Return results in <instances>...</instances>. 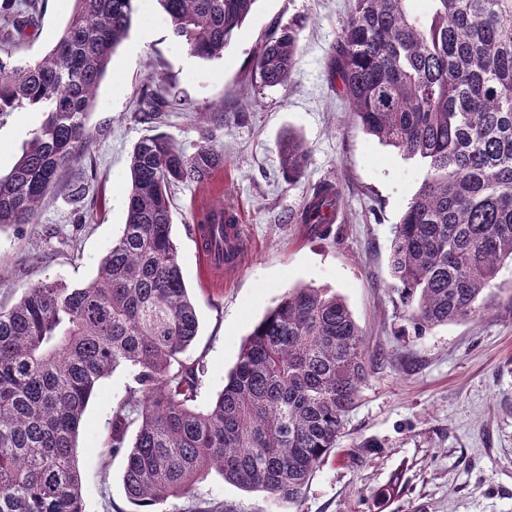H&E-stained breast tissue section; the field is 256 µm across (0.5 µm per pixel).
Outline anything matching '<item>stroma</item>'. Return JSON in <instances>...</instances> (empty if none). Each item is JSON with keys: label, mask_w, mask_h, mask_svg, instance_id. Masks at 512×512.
Here are the masks:
<instances>
[{"label": "stroma", "mask_w": 512, "mask_h": 512, "mask_svg": "<svg viewBox=\"0 0 512 512\" xmlns=\"http://www.w3.org/2000/svg\"><path fill=\"white\" fill-rule=\"evenodd\" d=\"M351 0H259L223 58L203 61L176 42L155 0H141L128 38L112 55L88 126L92 162L68 179L90 178L94 218L72 221L66 186L43 202L31 224L0 227V306L35 284L91 282L122 234L129 155L144 135L163 133L193 152L209 132L224 166L205 183L174 193L172 238L199 319L187 352L203 358L196 398L204 409L223 390L254 326L289 290L311 286L341 296L365 336L372 371L335 449L299 504L246 491L210 473L167 512L224 505L226 512H512V264H504L473 319L416 333L390 269L395 224L424 169L363 132L329 80V62ZM73 0H43L35 34L15 56L34 61L59 39ZM304 21L287 87L255 73L262 39L277 24ZM163 77L187 105L161 122L140 121L150 80ZM45 119L26 108L0 115V174H8ZM300 137L304 175L288 183L280 142ZM326 180L342 200L330 237L290 222L305 196ZM238 207L249 247L230 274L206 277L191 225L199 212ZM130 377L120 367L98 384L76 438L85 512H135L125 496L124 460L107 448L112 412Z\"/></svg>", "instance_id": "stroma-1"}]
</instances>
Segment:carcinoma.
I'll return each instance as SVG.
<instances>
[{
    "mask_svg": "<svg viewBox=\"0 0 512 512\" xmlns=\"http://www.w3.org/2000/svg\"><path fill=\"white\" fill-rule=\"evenodd\" d=\"M139 0H74L56 44L32 63L13 57L39 26L36 0H0V114H46L13 169L0 177V225L32 224L75 159L90 154L87 115ZM194 56H224L259 0H155ZM352 0L331 71L367 134L420 161L425 176L395 226L391 266L415 332L467 320L500 265L512 261V0ZM302 22L260 46L263 86L285 87ZM146 120L181 106L162 83ZM288 182L308 149L280 147ZM224 166L205 134L192 153L164 134L133 147L126 224L86 285L40 282L0 307V512H85L74 440L101 379L131 368L112 413L108 448L140 512H164L211 471L296 504L336 448L371 361L345 301L294 288L254 327L224 390L194 406L202 359L184 354L199 321L171 237L172 188ZM86 184L71 186L77 220L92 221ZM341 191L326 181L293 217L326 236ZM202 248L224 260V206L197 220ZM137 426L127 443V432Z\"/></svg>",
    "mask_w": 512,
    "mask_h": 512,
    "instance_id": "1",
    "label": "carcinoma"
}]
</instances>
